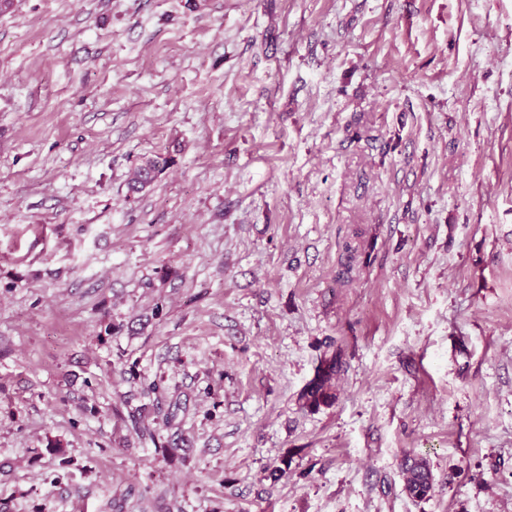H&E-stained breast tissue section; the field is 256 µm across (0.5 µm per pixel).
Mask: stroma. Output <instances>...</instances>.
<instances>
[{"instance_id":"stroma-1","label":"stroma","mask_w":512,"mask_h":512,"mask_svg":"<svg viewBox=\"0 0 512 512\" xmlns=\"http://www.w3.org/2000/svg\"><path fill=\"white\" fill-rule=\"evenodd\" d=\"M0 512H512V0L0 11ZM169 160L165 157H156L147 160L135 169L130 179L129 188L133 193H139L151 186L157 174L163 171ZM345 362H342L340 355L336 352L329 359L325 360L316 377L301 394L300 399L304 400L306 407H317L321 403L328 402L335 396L330 392L331 381L337 372L341 371ZM405 490L415 499H423L433 489V475L429 463L416 455H407L403 460Z\"/></svg>"}]
</instances>
